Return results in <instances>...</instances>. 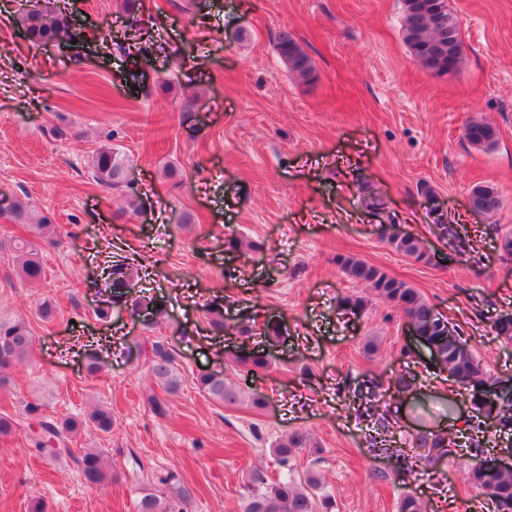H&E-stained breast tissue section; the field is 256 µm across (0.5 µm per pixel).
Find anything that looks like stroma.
Instances as JSON below:
<instances>
[{
	"mask_svg": "<svg viewBox=\"0 0 512 512\" xmlns=\"http://www.w3.org/2000/svg\"><path fill=\"white\" fill-rule=\"evenodd\" d=\"M4 2L0 225L18 199L50 213L61 242L44 247L35 284L20 281L0 247V312L24 318L34 337L0 389V415L21 417L34 400L56 417L104 405L113 426L86 427L75 442L111 456L112 480L98 487L36 451L25 431L0 435V512H31L38 500L46 512H137L124 477L132 451L196 486L187 512H243L246 475L256 467L280 475L270 448L295 431L313 448L294 459V475L317 471L336 512H398L407 493L428 512H495L465 482L472 457L424 469L372 452L378 418L410 449L426 431L464 432L470 412L461 401L449 406L445 373L409 354L397 308L366 296L334 259L356 257L405 280L461 327L488 370L512 377V345L492 331L512 312V267L494 232L512 229V0H448L465 58L445 77L404 45L400 0H139L132 14L122 0H49L79 33L73 47L30 42L22 0ZM136 25L164 51L145 59L120 51ZM284 28L310 56L314 81L295 79L278 56ZM473 116L496 126L493 148L463 140ZM55 127L65 137H52ZM105 144L127 159L122 190L94 179L90 162ZM484 182L502 196L490 218L466 205ZM425 186L443 199L465 252L440 237ZM371 195L380 208L368 206ZM386 224L418 236L442 265L391 250ZM229 232L265 252L227 250ZM113 254L132 260L131 298H154L163 314L109 303L101 268ZM361 295L364 309L342 306ZM47 298L57 304L49 323L37 314ZM215 302L231 326L218 338L207 318ZM269 318L284 336L267 349L270 369L236 367L238 348L260 344ZM156 341L176 350L183 377L163 418L149 404L160 392L148 374ZM203 371L223 372L265 408L222 406L196 386ZM407 373L417 386L395 400L389 385ZM348 380L377 382L369 415H356Z\"/></svg>",
	"mask_w": 512,
	"mask_h": 512,
	"instance_id": "1",
	"label": "stroma"
}]
</instances>
